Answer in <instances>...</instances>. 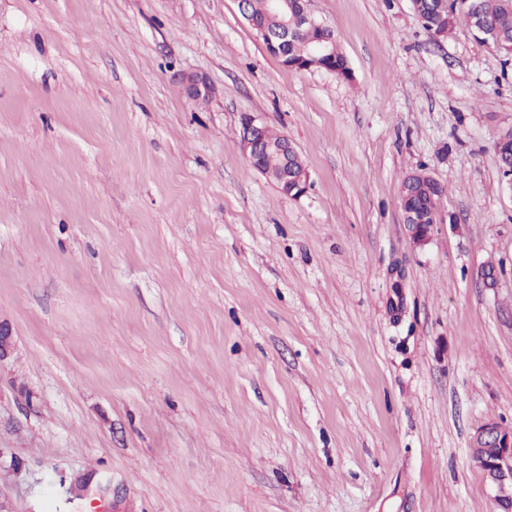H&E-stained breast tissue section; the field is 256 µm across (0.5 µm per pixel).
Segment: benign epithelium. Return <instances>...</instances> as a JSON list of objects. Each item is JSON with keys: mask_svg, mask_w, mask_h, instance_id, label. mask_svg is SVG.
I'll return each mask as SVG.
<instances>
[{"mask_svg": "<svg viewBox=\"0 0 512 512\" xmlns=\"http://www.w3.org/2000/svg\"><path fill=\"white\" fill-rule=\"evenodd\" d=\"M291 0H268V14L277 19V25L258 24L248 13V0H239V8L256 35L263 41L266 51L277 54L288 46V41L300 26L326 29L323 21L309 10V0H302L303 11L299 15L291 13ZM266 126L254 117L245 119L242 127L241 143L248 165L267 178H275L289 197L304 193L307 185L305 169L288 165V157L295 152L292 142L283 136L278 142L265 137ZM412 244L416 248L426 246L432 239L438 222V210L430 208L429 223L419 224L411 212H404ZM13 350L10 326L0 321V362ZM471 460L482 471L486 481L501 504L512 505V431L503 429L493 421H485L474 431L471 438Z\"/></svg>", "mask_w": 512, "mask_h": 512, "instance_id": "7a95c632", "label": "benign epithelium"}]
</instances>
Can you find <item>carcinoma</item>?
<instances>
[{"instance_id": "1", "label": "carcinoma", "mask_w": 512, "mask_h": 512, "mask_svg": "<svg viewBox=\"0 0 512 512\" xmlns=\"http://www.w3.org/2000/svg\"><path fill=\"white\" fill-rule=\"evenodd\" d=\"M417 16L423 28L434 38L450 33L458 17L465 18L467 25L481 37L491 42L512 60V0H422ZM312 42L305 34L294 36L288 45V55L278 58L282 64L294 69L310 63ZM320 69L348 79L351 70L341 52L318 61Z\"/></svg>"}]
</instances>
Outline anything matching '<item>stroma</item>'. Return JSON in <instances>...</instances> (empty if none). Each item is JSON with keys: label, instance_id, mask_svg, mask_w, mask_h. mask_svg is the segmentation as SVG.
I'll list each match as a JSON object with an SVG mask.
<instances>
[{"label": "stroma", "instance_id": "obj_1", "mask_svg": "<svg viewBox=\"0 0 512 512\" xmlns=\"http://www.w3.org/2000/svg\"><path fill=\"white\" fill-rule=\"evenodd\" d=\"M309 8L351 79L283 67L238 0H0L6 512H503L469 441L512 429V62L411 0ZM266 126L255 117H247L243 123L241 143L248 165L267 178H276L289 197L304 193L307 185L305 169L300 170L288 165V157L296 152L292 142L286 136L275 143L267 141ZM401 185V184H400ZM412 189L410 184L401 185L399 188V197L402 200L403 212L405 216V222L408 228V233L414 247L422 248L426 246L432 239L435 226L438 222V210L435 207L430 208L429 223L428 224H417L416 217L412 212H408L404 208V204L408 196L411 194ZM411 217V221L409 220Z\"/></svg>", "mask_w": 512, "mask_h": 512}]
</instances>
